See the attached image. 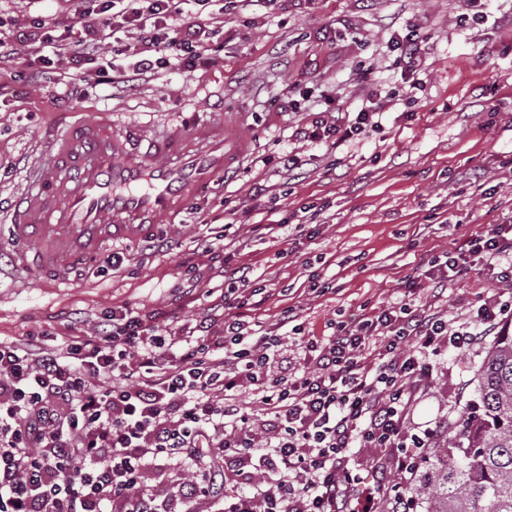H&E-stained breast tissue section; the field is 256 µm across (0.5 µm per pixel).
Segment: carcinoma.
<instances>
[{
	"mask_svg": "<svg viewBox=\"0 0 512 512\" xmlns=\"http://www.w3.org/2000/svg\"><path fill=\"white\" fill-rule=\"evenodd\" d=\"M477 397L409 488L422 512H512V326L476 370Z\"/></svg>",
	"mask_w": 512,
	"mask_h": 512,
	"instance_id": "cac0c4a2",
	"label": "carcinoma"
}]
</instances>
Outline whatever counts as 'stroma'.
Wrapping results in <instances>:
<instances>
[{
    "label": "stroma",
    "mask_w": 512,
    "mask_h": 512,
    "mask_svg": "<svg viewBox=\"0 0 512 512\" xmlns=\"http://www.w3.org/2000/svg\"><path fill=\"white\" fill-rule=\"evenodd\" d=\"M467 0H275L270 9L214 19L188 5L186 26L217 63L174 64L158 78L113 90L109 75L71 68L59 57L17 56L0 78V206L12 210L35 164L49 162L46 133L72 113L108 112L117 133L136 125L162 135L198 114L224 125L229 145L246 131L247 151L222 185L163 229L165 253L137 245L104 247L73 270L26 277L12 262L15 244L0 221V339L40 346L99 335L101 318L126 306L155 315L184 334L220 309L228 284L223 263L201 242L224 247L248 265L266 299L264 329L283 307L300 313L306 331L327 336L364 309L389 307L422 258L453 248L488 225L512 220V0H478L479 22H461ZM80 0H0V31L44 40L60 36L63 14ZM419 29L424 89L400 96L405 82L386 42ZM42 79L27 83L32 70ZM393 94L378 128L361 143L312 144L296 137L319 112L357 111L368 92ZM301 166L284 174L280 159ZM263 188L254 199L255 188ZM308 223L300 240L255 234L256 224ZM247 248H239V241ZM120 259L107 271L109 257ZM495 278L472 273L449 284L437 309L466 320L479 297L501 291ZM485 346L442 350L433 359L435 387L416 403L415 433L446 436L474 400L473 376Z\"/></svg>",
    "instance_id": "obj_1"
}]
</instances>
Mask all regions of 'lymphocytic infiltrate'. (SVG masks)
I'll use <instances>...</instances> for the list:
<instances>
[{
	"label": "lymphocytic infiltrate",
	"mask_w": 512,
	"mask_h": 512,
	"mask_svg": "<svg viewBox=\"0 0 512 512\" xmlns=\"http://www.w3.org/2000/svg\"><path fill=\"white\" fill-rule=\"evenodd\" d=\"M186 2L102 0L76 18L84 37L56 50L77 69L96 63L121 21L138 30L142 50L113 86L174 61L214 65L203 44L176 31ZM385 105L369 95L354 118H319L303 138H366ZM479 267L512 281V224L489 225L426 259L407 275L399 305L327 336L305 334L292 307L278 332L253 328L242 307L259 310L257 291L237 265L224 269L237 298L225 299L220 322L203 318L189 336L116 308L103 335L56 349L1 340L0 512H191L200 499L216 512H411L407 486L434 433H413L409 415L434 381L431 357L473 347L512 315V296L494 294L457 324L417 297L442 296ZM103 376L117 385L99 388ZM246 385L248 401L239 394ZM354 448L380 449L388 474L350 467ZM161 459L198 470L173 503L142 486L143 470Z\"/></svg>",
	"instance_id": "lymphocytic-infiltrate-1"
}]
</instances>
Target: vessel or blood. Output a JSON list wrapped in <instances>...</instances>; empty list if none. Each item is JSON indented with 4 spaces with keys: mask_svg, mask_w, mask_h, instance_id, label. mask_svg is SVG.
Returning a JSON list of instances; mask_svg holds the SVG:
<instances>
[{
    "mask_svg": "<svg viewBox=\"0 0 512 512\" xmlns=\"http://www.w3.org/2000/svg\"><path fill=\"white\" fill-rule=\"evenodd\" d=\"M148 138L141 127L117 136L105 113L76 114L46 138L53 161L33 167L11 218L22 270L61 274L106 242L150 237L239 158L225 150L223 128L198 120L156 145Z\"/></svg>",
    "mask_w": 512,
    "mask_h": 512,
    "instance_id": "1",
    "label": "vessel or blood"
}]
</instances>
